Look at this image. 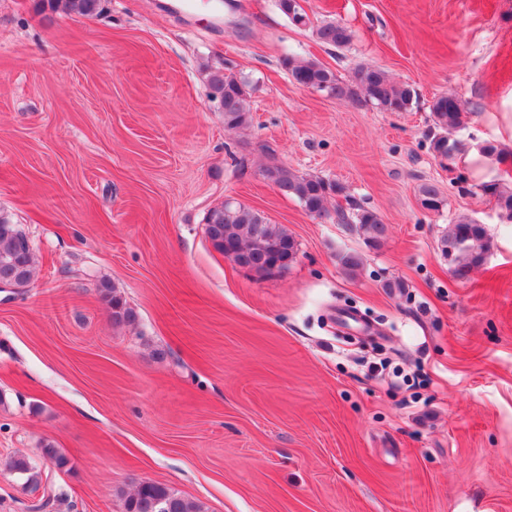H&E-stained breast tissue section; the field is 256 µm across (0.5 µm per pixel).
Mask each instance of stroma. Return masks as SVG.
<instances>
[{"label":"stroma","instance_id":"stroma-1","mask_svg":"<svg viewBox=\"0 0 512 512\" xmlns=\"http://www.w3.org/2000/svg\"><path fill=\"white\" fill-rule=\"evenodd\" d=\"M168 2L84 18L0 0V213L37 257L28 288L0 292V461L45 470L49 512H123L142 480L204 512H512V222L480 189H512V163L479 151H512V0H299L306 27L277 0ZM325 20L350 43L318 42ZM288 56L345 80L378 67L418 100H336ZM220 60L251 85L242 132L210 98ZM448 93L468 118L444 163L429 105ZM271 157L343 185L330 208L375 210L387 238L310 217L263 180ZM427 182L440 211L419 204ZM228 198L288 229L285 271L214 250L205 217ZM462 214L490 238L465 280L440 245ZM104 282L134 325L113 326ZM316 39L324 45L341 48L352 38L347 26L336 20H325L313 28Z\"/></svg>","mask_w":512,"mask_h":512}]
</instances>
